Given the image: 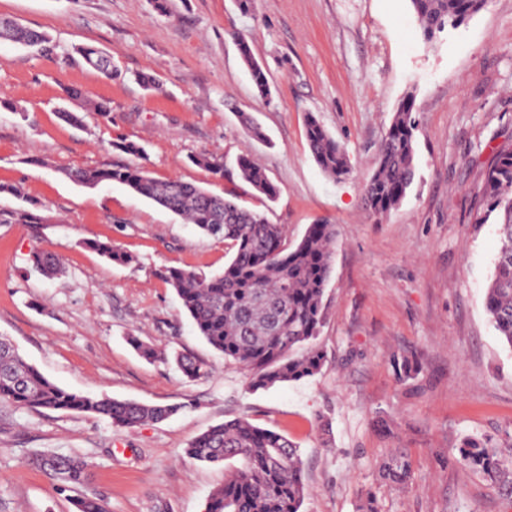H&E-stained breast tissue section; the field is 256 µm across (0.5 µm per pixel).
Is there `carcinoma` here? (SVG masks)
Segmentation results:
<instances>
[{
    "mask_svg": "<svg viewBox=\"0 0 512 512\" xmlns=\"http://www.w3.org/2000/svg\"><path fill=\"white\" fill-rule=\"evenodd\" d=\"M488 0H409L423 36L456 26L481 11ZM243 61L259 94H270L262 66L252 57L245 34L236 33ZM0 39L47 51L50 38L43 32L8 21L0 22ZM76 52L83 61L107 78L112 60L93 46ZM415 97L407 95L382 140L373 174L363 185L366 210L380 215L397 207L414 181L413 111ZM309 150L321 171L341 180L353 173L345 147L315 117L306 125ZM193 161L224 178V163L206 154ZM240 175L256 191L272 200L276 187L247 154L237 160ZM71 180L86 187L117 182L137 194L184 217L203 232L231 245L224 269L212 275L170 268L167 280L174 288L206 343L224 358L250 372L254 388L311 378L321 371L322 354L317 339L324 321V296L333 272L336 225H310L302 238L288 243V227L271 223L264 212L173 177H151L139 164H113L97 169H77ZM473 224H497L502 247L494 260L485 308L499 336L512 347V144L505 143L486 167L478 200L470 211ZM44 224L46 218L26 207L9 212L0 224ZM87 245L109 260L129 264L133 257L110 243ZM33 269L46 277L58 270V258L49 249L31 253ZM178 368L190 379L208 373V365L180 353ZM0 404L30 409L64 410L93 414L122 428L146 421H162L177 413V406L145 405L84 392L70 391L47 379L10 342L0 339ZM188 457L207 463H228L224 486L207 501V512H301L308 495L297 445L288 436L235 418L214 425L194 437ZM458 462L496 475L504 466L500 449L487 440L468 438L459 450ZM31 463L67 487L85 483L89 462L78 456L35 452ZM382 473L396 486L411 477L407 455L399 451L383 464ZM77 512H109L96 496L76 500Z\"/></svg>",
    "mask_w": 512,
    "mask_h": 512,
    "instance_id": "obj_1",
    "label": "carcinoma"
}]
</instances>
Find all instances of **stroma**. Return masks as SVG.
<instances>
[{
    "label": "stroma",
    "mask_w": 512,
    "mask_h": 512,
    "mask_svg": "<svg viewBox=\"0 0 512 512\" xmlns=\"http://www.w3.org/2000/svg\"><path fill=\"white\" fill-rule=\"evenodd\" d=\"M48 33L53 52L0 40V210L22 205L48 224H0V336L61 387L176 405L168 420L118 428L77 412L0 406V512H76L82 493L110 512H205L224 467L189 458V442L240 416L283 433L301 451L302 512H512V468L497 477L464 467V438L512 448V348L485 310L497 227L468 212L496 148L512 140V0L487 6L424 40L408 0H0V18ZM267 71L261 97L234 32ZM93 45L118 73L105 78L74 51ZM155 78L146 88L139 74ZM77 88L81 97L69 98ZM414 93L415 178L395 209L367 211L362 188L394 112ZM82 113L75 128L62 111ZM250 113L264 140L237 119ZM314 115L345 145L350 178L313 160ZM142 146L150 176L177 177L247 206L300 239L309 224L336 227L324 356L315 377L251 389L249 373L198 335L166 268L223 269L229 247L118 183L89 188L73 168L127 161L119 142ZM250 153L279 194L266 204L239 175ZM209 154L223 179L193 164ZM112 242L133 263L109 261L91 241ZM38 246L60 271L31 268ZM183 352L209 365L189 379L130 344ZM418 356L410 376L397 363ZM411 461L403 487L382 479L395 450ZM75 455L92 468L78 489L29 464L32 453Z\"/></svg>",
    "instance_id": "obj_1"
}]
</instances>
